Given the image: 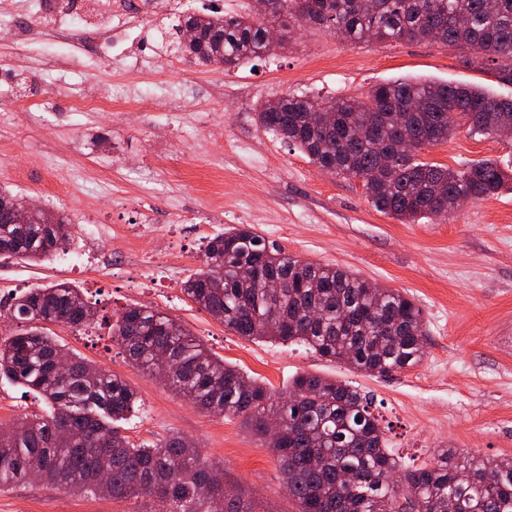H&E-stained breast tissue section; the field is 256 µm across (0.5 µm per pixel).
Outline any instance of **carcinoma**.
Returning a JSON list of instances; mask_svg holds the SVG:
<instances>
[{
	"label": "carcinoma",
	"instance_id": "cac0c4a2",
	"mask_svg": "<svg viewBox=\"0 0 512 512\" xmlns=\"http://www.w3.org/2000/svg\"><path fill=\"white\" fill-rule=\"evenodd\" d=\"M264 14H195L178 18L172 52L227 70L284 48L269 26L288 31L314 23L349 42L434 40L475 50L512 84V0H266ZM257 119L311 163L362 180L376 210L404 223L451 214L462 199L483 201L512 190L500 163L477 160L450 169L407 151L398 124L422 146L448 140L465 126L472 135L500 133L512 121V98L467 85L398 79L362 97L285 96L261 105ZM0 188V254L44 262L68 250V218L48 209L16 223ZM275 279L263 288L254 276ZM187 297L239 336L301 343L357 371L388 376L420 364L427 329L417 303L394 288L370 287L349 269L286 253L249 224L211 238L202 266L183 283ZM22 323L49 320L80 330L96 327L80 288L56 282L13 298ZM112 341L140 369L158 374L199 409L242 419L259 440L269 425L282 438L268 447L299 512H512V458L477 459L451 448L408 466L388 447L372 402L349 384L296 376L284 392L216 357L185 326L147 306H130L112 323ZM38 393L47 410L0 430V488L45 482L93 496L138 499L153 493L165 512H256L240 496L224 497V467L201 457L176 435L134 446L117 423L130 419L138 395L123 379L29 329L0 336V378Z\"/></svg>",
	"mask_w": 512,
	"mask_h": 512
}]
</instances>
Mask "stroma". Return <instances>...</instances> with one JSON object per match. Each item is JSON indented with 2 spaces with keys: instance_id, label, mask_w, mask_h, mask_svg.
<instances>
[{
  "instance_id": "obj_1",
  "label": "stroma",
  "mask_w": 512,
  "mask_h": 512,
  "mask_svg": "<svg viewBox=\"0 0 512 512\" xmlns=\"http://www.w3.org/2000/svg\"><path fill=\"white\" fill-rule=\"evenodd\" d=\"M166 23L155 14L104 60L76 43L43 39L41 21L24 11L0 26V57L19 50L41 62L0 78V186L64 213L70 224H103L109 232L99 264H82L80 237L67 261L0 257V328H18L4 315L12 295L60 281L81 288L97 313L94 333L53 322L36 330L136 391L140 409L121 428L131 444L190 440L223 465L225 487L252 500L257 512H298L276 458L241 419L204 413L159 376L132 366L110 336L126 308L171 315L215 356L273 391L304 373L369 394L389 447L406 462L421 463L440 448L512 457V191L404 224L372 206L360 179L320 170L256 115L267 100L360 96L400 78L462 82L512 97L495 63L469 64L464 50L426 40L350 43L307 24L285 49L229 71L166 51L159 34ZM170 74L181 97L139 109V93ZM117 86L129 104L79 109L85 97L111 95ZM419 155L453 169L480 159L512 165V136L461 129ZM186 211L195 223H183ZM132 224L145 233L140 250L174 256L173 276L158 281L128 261ZM201 224L206 233H198ZM236 224L251 225L291 255L360 272L413 297L427 324L423 361L389 376L360 373L303 344L247 339L226 328L182 284L200 268L207 237ZM44 409L35 394L0 379V428ZM0 512H158V503L24 483L0 489Z\"/></svg>"
}]
</instances>
